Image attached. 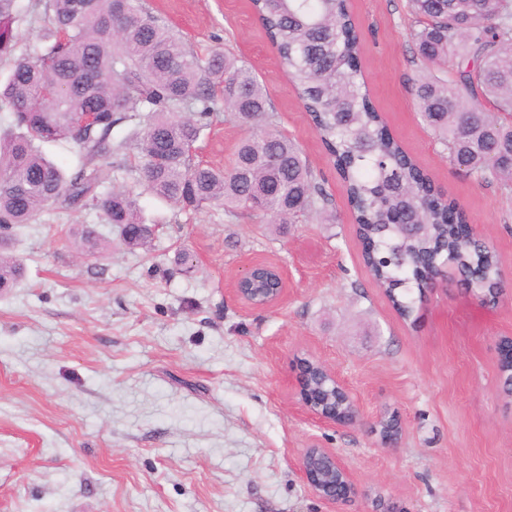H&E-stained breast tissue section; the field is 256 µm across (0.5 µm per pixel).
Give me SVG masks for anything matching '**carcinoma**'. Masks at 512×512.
Masks as SVG:
<instances>
[{
  "instance_id": "cac0c4a2",
  "label": "carcinoma",
  "mask_w": 512,
  "mask_h": 512,
  "mask_svg": "<svg viewBox=\"0 0 512 512\" xmlns=\"http://www.w3.org/2000/svg\"><path fill=\"white\" fill-rule=\"evenodd\" d=\"M265 36L310 116L333 165L341 167L364 264L396 312L412 317L421 300L420 268L447 263L485 269L481 300L499 295V260L490 245L459 241L448 210L467 223L387 129L372 105L358 58L361 43L346 0H250ZM17 0H0V227L36 222L49 203L98 207L129 248L146 249L154 225L140 215L133 189L98 193L100 161L124 153L113 137L137 121L138 184L181 210L217 207L263 217L285 228L300 216L336 223L329 198L297 143L276 128L267 91L243 61L220 50L201 55L154 16L145 0H45L52 27L46 51L16 54ZM410 36L422 75L413 85L417 112L448 160L512 199V0H409ZM455 76H439L448 58ZM224 112L251 128L225 168L194 159L201 132ZM78 149L71 175L41 144ZM407 214L422 232L396 222ZM76 248L94 254L106 242L91 226L72 231ZM0 250V294L24 277ZM306 387L325 409L348 411L317 368Z\"/></svg>"
}]
</instances>
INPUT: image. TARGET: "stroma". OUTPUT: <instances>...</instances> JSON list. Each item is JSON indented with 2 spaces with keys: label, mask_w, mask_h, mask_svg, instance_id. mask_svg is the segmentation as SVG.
<instances>
[{
  "label": "stroma",
  "mask_w": 512,
  "mask_h": 512,
  "mask_svg": "<svg viewBox=\"0 0 512 512\" xmlns=\"http://www.w3.org/2000/svg\"><path fill=\"white\" fill-rule=\"evenodd\" d=\"M198 53L220 49L263 82L336 221L287 233L249 212H177L142 192L150 252L119 243L79 255L68 230L111 229L96 208L47 206L6 232L25 268L0 295V512H512V395L499 344L512 338V205L452 165L412 95L420 61L408 0H349L369 98L414 163L465 211L500 260L505 292L482 304L447 269L403 321L365 268L345 188L250 0H146ZM18 52L49 24L17 0ZM248 132L230 117L196 155L228 165ZM189 252L192 273L177 256ZM286 275L283 301L252 309L233 282L249 265ZM301 358L322 361L361 409L352 425L311 417ZM397 411L402 434L371 430ZM346 466L354 498L318 497L300 473L311 445Z\"/></svg>",
  "instance_id": "obj_1"
}]
</instances>
